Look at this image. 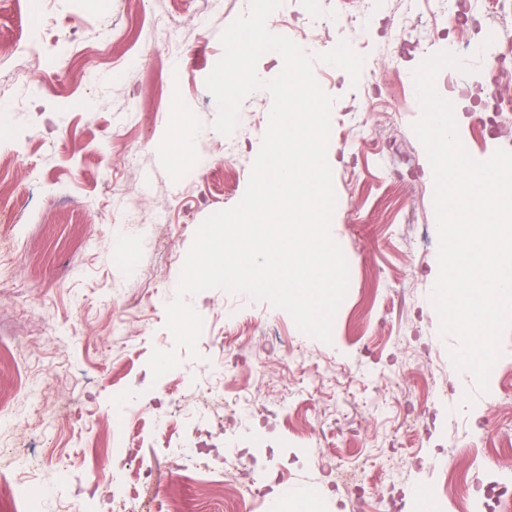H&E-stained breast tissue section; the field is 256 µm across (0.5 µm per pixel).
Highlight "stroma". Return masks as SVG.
Listing matches in <instances>:
<instances>
[{
  "label": "stroma",
  "instance_id": "stroma-1",
  "mask_svg": "<svg viewBox=\"0 0 512 512\" xmlns=\"http://www.w3.org/2000/svg\"><path fill=\"white\" fill-rule=\"evenodd\" d=\"M307 0H283L268 23L299 43L332 97L327 160L337 205L332 238L348 261V292L331 343L302 333L283 309L209 289L186 296L202 318L196 354L176 348L167 308L200 224L243 198L269 123L271 95L247 96L232 135L218 132L205 80L223 55L222 31L247 0H0V77L27 66L21 85L0 84V193L14 200L17 235L0 252V448L32 460L40 494L0 478V512H112L111 486L82 463L153 467L160 512H483L473 488L512 484V325L487 391L457 370L433 303L438 242L434 176L412 129L421 116L413 72L456 38L435 15L448 0H382L351 38L337 0L307 28ZM447 68L438 92L454 104L460 141L478 161L512 136L484 137L488 55ZM52 92L38 91L44 73ZM200 131L204 166L169 162L181 118ZM179 365L153 377V350ZM224 389V421L203 456L209 472L174 477L153 427L196 435L195 396ZM229 448L249 449L246 473L224 470ZM266 491L250 506L236 486ZM307 488L311 500L286 501Z\"/></svg>",
  "mask_w": 512,
  "mask_h": 512
}]
</instances>
